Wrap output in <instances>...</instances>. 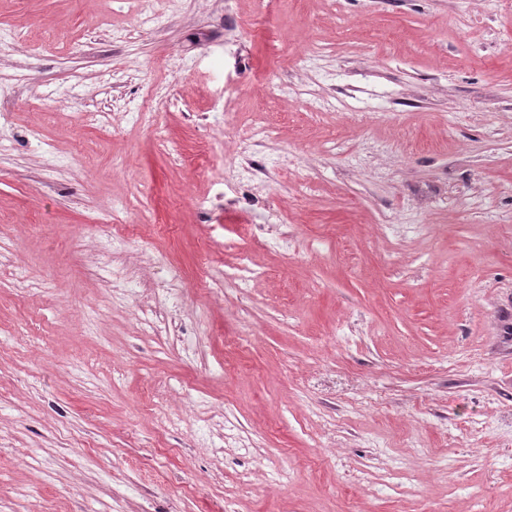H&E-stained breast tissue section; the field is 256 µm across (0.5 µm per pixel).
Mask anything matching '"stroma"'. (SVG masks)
Segmentation results:
<instances>
[{
	"label": "stroma",
	"instance_id": "obj_1",
	"mask_svg": "<svg viewBox=\"0 0 512 512\" xmlns=\"http://www.w3.org/2000/svg\"><path fill=\"white\" fill-rule=\"evenodd\" d=\"M0 512H512V0H0Z\"/></svg>",
	"mask_w": 512,
	"mask_h": 512
}]
</instances>
